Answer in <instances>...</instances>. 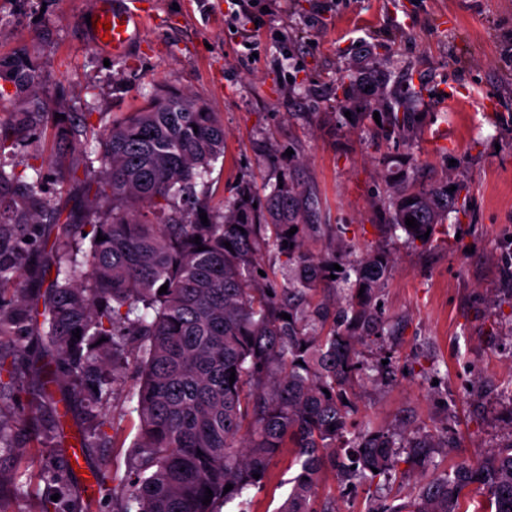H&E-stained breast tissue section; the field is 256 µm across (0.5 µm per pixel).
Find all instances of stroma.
Masks as SVG:
<instances>
[{
  "label": "stroma",
  "mask_w": 512,
  "mask_h": 512,
  "mask_svg": "<svg viewBox=\"0 0 512 512\" xmlns=\"http://www.w3.org/2000/svg\"><path fill=\"white\" fill-rule=\"evenodd\" d=\"M144 21L123 53L106 56L92 42L86 16L97 0H0V57L27 46L41 67L40 90L65 111L111 120L165 87L204 100L224 123V159L216 163L205 204L231 201L242 181L257 188L287 176L320 203L319 228L305 239L315 256L335 259L338 242L357 252L384 250L393 263L379 292L394 333L359 346L370 380L355 387L357 419L402 444L424 435L453 437L434 449V466L399 463L390 482L348 486L325 472L320 500L336 512H368L381 499L407 502L418 486L477 462L512 442V0H290L287 13L264 17L256 51L216 12L215 0H138ZM379 53L389 92L410 93L419 127L407 145L377 136L373 121L353 125L336 96L339 77L362 71ZM464 88L444 103V89ZM446 146L433 147L437 130ZM409 161L429 181L467 183L465 212L450 214L444 233L406 244L382 230L386 173ZM43 363L30 337L0 338V410L26 411L12 433L21 444L49 425L34 384L15 385V371ZM138 379L126 371L106 407L102 430L81 459L105 477L92 512H113L116 483L131 466L138 435ZM68 443L37 448L21 463L16 484L0 487L12 512H79L82 500L48 498L43 472L68 455ZM292 449L271 465L263 488L248 497L252 512H276L293 477Z\"/></svg>",
  "instance_id": "obj_1"
}]
</instances>
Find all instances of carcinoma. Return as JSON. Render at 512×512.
Instances as JSON below:
<instances>
[{
  "label": "carcinoma",
  "mask_w": 512,
  "mask_h": 512,
  "mask_svg": "<svg viewBox=\"0 0 512 512\" xmlns=\"http://www.w3.org/2000/svg\"><path fill=\"white\" fill-rule=\"evenodd\" d=\"M0 77V100H20L0 119V337L38 336L53 357L42 381L50 429L28 443L43 448L61 437L65 414L50 388L57 381L89 396L90 430H80V447L89 446L92 431L106 437L103 404L120 388L117 370L130 367L140 379L139 441L116 512H219L261 488L284 448L296 449L299 469L278 512H318L328 470L347 484L391 474L400 443L371 423L354 429L352 401L353 386L369 378L357 345L383 328L376 298L390 255L343 251L336 264L348 266L354 281L331 297L326 286L339 271L304 248L319 202L293 180L272 184L267 194L243 181L224 211L209 210L196 187L224 157V124L188 92L161 90L113 116L91 155L81 140L91 113L55 118L62 107L40 92L29 48L0 59ZM386 83L378 70H349L337 88L349 103L367 96L386 102L377 134L398 144L410 138L414 118L400 111L401 99L384 100ZM48 128L82 163L59 172L35 167L29 176L9 167L6 158L19 149L38 151ZM65 178L93 194L80 220L53 203L49 185ZM388 180V227L410 245L427 242L424 233L434 237L448 213L465 208L463 183L424 186L401 169ZM407 217L418 227H407ZM51 224L63 225L53 239L39 231ZM99 234L105 240L96 241ZM270 251L285 257L281 286L275 271L258 273L259 256ZM165 284L167 293H159ZM104 336L108 344L100 347ZM26 421L23 411L9 421L0 415V453L12 448L11 427ZM434 447L425 438L409 445L408 456L424 467ZM74 473L69 457L48 472L49 495L64 494ZM472 485L487 495L486 512H512V443L426 481L407 504L368 512H461ZM208 488L213 497L205 505Z\"/></svg>",
  "instance_id": "1"
}]
</instances>
